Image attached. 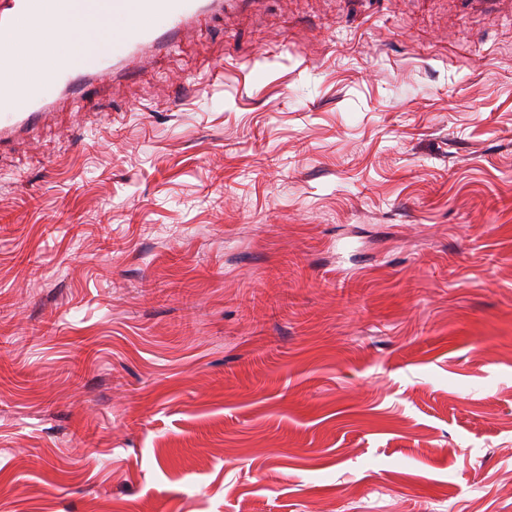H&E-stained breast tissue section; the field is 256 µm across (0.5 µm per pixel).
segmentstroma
Masks as SVG:
<instances>
[{
  "label": "stroma",
  "mask_w": 512,
  "mask_h": 512,
  "mask_svg": "<svg viewBox=\"0 0 512 512\" xmlns=\"http://www.w3.org/2000/svg\"><path fill=\"white\" fill-rule=\"evenodd\" d=\"M0 512H512V0H249L1 147Z\"/></svg>",
  "instance_id": "35a3bbf8"
}]
</instances>
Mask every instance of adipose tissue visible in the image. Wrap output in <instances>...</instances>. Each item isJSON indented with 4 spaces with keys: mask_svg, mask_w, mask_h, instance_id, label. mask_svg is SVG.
<instances>
[{
    "mask_svg": "<svg viewBox=\"0 0 512 512\" xmlns=\"http://www.w3.org/2000/svg\"><path fill=\"white\" fill-rule=\"evenodd\" d=\"M30 48L54 46L79 63L112 49V0H67L66 8L28 34Z\"/></svg>",
    "mask_w": 512,
    "mask_h": 512,
    "instance_id": "obj_1",
    "label": "adipose tissue"
}]
</instances>
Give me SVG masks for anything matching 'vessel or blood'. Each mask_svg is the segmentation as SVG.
<instances>
[{"instance_id": "1", "label": "vessel or blood", "mask_w": 512, "mask_h": 512, "mask_svg": "<svg viewBox=\"0 0 512 512\" xmlns=\"http://www.w3.org/2000/svg\"><path fill=\"white\" fill-rule=\"evenodd\" d=\"M64 0H0V39L24 43L30 22L44 21ZM222 0H113L112 59L80 69L56 59L40 75L18 78L10 59H0V145L29 133L56 91L95 93L100 83L124 77L128 60L171 48L195 18L218 10ZM133 14L141 24L125 27Z\"/></svg>"}]
</instances>
